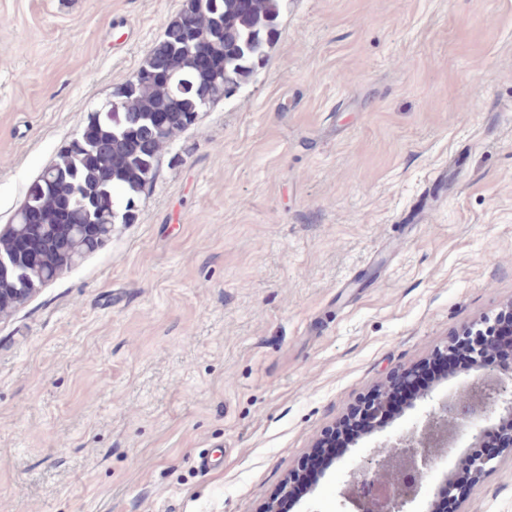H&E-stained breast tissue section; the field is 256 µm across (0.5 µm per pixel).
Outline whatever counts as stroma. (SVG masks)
Returning a JSON list of instances; mask_svg holds the SVG:
<instances>
[{
    "label": "stroma",
    "instance_id": "1",
    "mask_svg": "<svg viewBox=\"0 0 512 512\" xmlns=\"http://www.w3.org/2000/svg\"><path fill=\"white\" fill-rule=\"evenodd\" d=\"M185 4L0 0V225ZM511 306L512 0H288L134 223L0 312V502L265 512L360 397ZM379 437L292 512H341ZM458 508L512 512V448Z\"/></svg>",
    "mask_w": 512,
    "mask_h": 512
}]
</instances>
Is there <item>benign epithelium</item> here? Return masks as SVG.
<instances>
[{
    "label": "benign epithelium",
    "mask_w": 512,
    "mask_h": 512,
    "mask_svg": "<svg viewBox=\"0 0 512 512\" xmlns=\"http://www.w3.org/2000/svg\"><path fill=\"white\" fill-rule=\"evenodd\" d=\"M26 221L25 232L18 235L15 225L0 226V240H12L8 254L0 252V272L22 268L27 263L50 269L57 275L67 269L80 253L87 238V228L74 224H45L43 216L26 204L17 209ZM20 288H0V311L25 301L34 291L46 285L47 276H27ZM467 373L472 376L469 388L453 396L439 397L437 385L421 390L415 400L423 408L422 421L413 425L395 440L377 443L367 459V465L350 470L340 491L344 512H416L423 481H418L399 494L378 500L363 492L374 482L368 470L391 473L392 482L400 479L402 471L414 469L427 477L435 448L448 445V435L490 413L512 419V392L497 377L487 361L477 357Z\"/></svg>",
    "instance_id": "7a95c632"
}]
</instances>
